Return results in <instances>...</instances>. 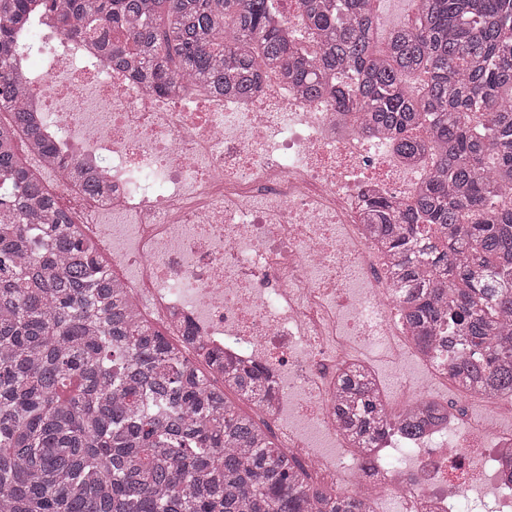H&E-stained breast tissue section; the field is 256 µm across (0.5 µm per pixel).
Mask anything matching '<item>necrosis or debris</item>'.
Segmentation results:
<instances>
[{
  "instance_id": "obj_1",
  "label": "necrosis or debris",
  "mask_w": 512,
  "mask_h": 512,
  "mask_svg": "<svg viewBox=\"0 0 512 512\" xmlns=\"http://www.w3.org/2000/svg\"><path fill=\"white\" fill-rule=\"evenodd\" d=\"M92 42L40 31L16 56L27 108L60 159L106 177L110 195L67 214L128 291L136 311L188 356L198 344L262 367V418L316 483L361 493L387 512H512V427L461 414L448 355L416 350L370 237L367 198L408 199L425 162L338 124L268 71L262 92L160 94L129 73L84 66ZM382 362L381 396L405 411L436 401L430 432L399 430L351 447L336 421V379Z\"/></svg>"
}]
</instances>
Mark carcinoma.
<instances>
[{"mask_svg":"<svg viewBox=\"0 0 512 512\" xmlns=\"http://www.w3.org/2000/svg\"><path fill=\"white\" fill-rule=\"evenodd\" d=\"M307 49L270 0H0V512H371L360 494L315 485L257 406L262 371L191 359L138 316L103 271L96 245L65 220L23 132L53 147L23 111L11 66L21 35L54 15L65 36L94 34L100 54L147 87L258 93L270 68L328 97L362 129L434 167L412 202L369 201L415 345L464 338L448 360L456 387L512 398V0H423L385 53L369 0H299ZM349 71L355 82L340 84ZM425 76L417 89L405 78ZM65 178L103 196L81 164ZM336 417L354 448L439 418L421 402L392 415L360 367L336 382Z\"/></svg>","mask_w":512,"mask_h":512,"instance_id":"1","label":"carcinoma"}]
</instances>
